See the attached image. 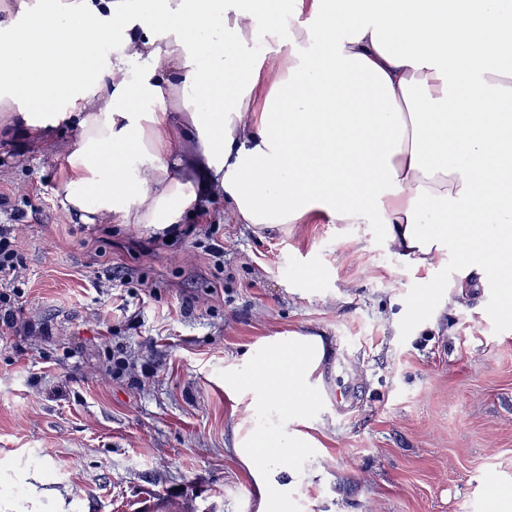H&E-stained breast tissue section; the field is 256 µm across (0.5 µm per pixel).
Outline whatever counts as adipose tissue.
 Wrapping results in <instances>:
<instances>
[{
    "label": "adipose tissue",
    "mask_w": 512,
    "mask_h": 512,
    "mask_svg": "<svg viewBox=\"0 0 512 512\" xmlns=\"http://www.w3.org/2000/svg\"><path fill=\"white\" fill-rule=\"evenodd\" d=\"M64 121L57 196L85 223L164 233L206 192L262 230L373 221L425 268L465 243L456 295L504 273L512 316V0H16L0 126L40 146ZM328 351L289 332L224 376L255 512H288L291 470L249 414L304 423Z\"/></svg>",
    "instance_id": "obj_1"
}]
</instances>
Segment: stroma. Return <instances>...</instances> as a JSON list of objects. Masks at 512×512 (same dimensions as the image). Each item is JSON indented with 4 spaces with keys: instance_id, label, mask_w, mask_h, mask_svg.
Here are the masks:
<instances>
[{
    "instance_id": "obj_1",
    "label": "stroma",
    "mask_w": 512,
    "mask_h": 512,
    "mask_svg": "<svg viewBox=\"0 0 512 512\" xmlns=\"http://www.w3.org/2000/svg\"><path fill=\"white\" fill-rule=\"evenodd\" d=\"M75 138L65 123L39 147L0 134V226L23 258L21 279H0L21 310L0 325V512H250L224 372L290 331L325 336L322 376L341 354L365 390L343 415L316 399L321 449L294 461L290 512H512V320L496 277L452 301L434 284L452 280L456 247L428 270L384 225L268 232L208 196L190 236L87 224L56 195ZM116 357L130 363L118 378ZM36 472L64 506L33 493Z\"/></svg>"
}]
</instances>
